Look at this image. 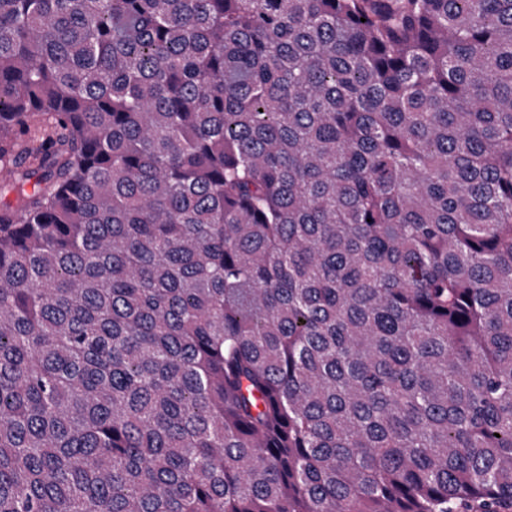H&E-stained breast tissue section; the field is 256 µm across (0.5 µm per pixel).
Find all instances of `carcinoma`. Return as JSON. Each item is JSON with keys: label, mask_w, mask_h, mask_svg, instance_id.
<instances>
[{"label": "carcinoma", "mask_w": 512, "mask_h": 512, "mask_svg": "<svg viewBox=\"0 0 512 512\" xmlns=\"http://www.w3.org/2000/svg\"><path fill=\"white\" fill-rule=\"evenodd\" d=\"M0 512H512V0H0Z\"/></svg>", "instance_id": "obj_1"}]
</instances>
